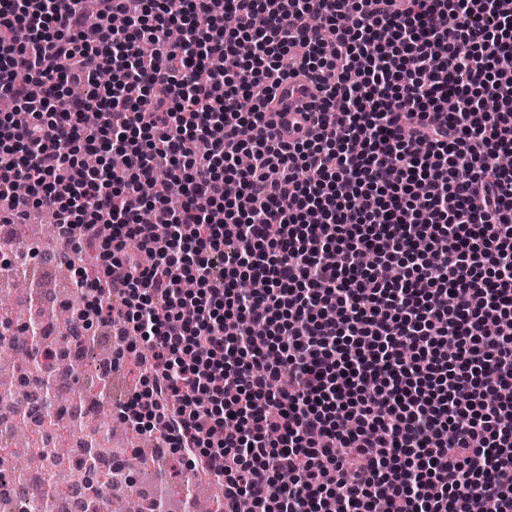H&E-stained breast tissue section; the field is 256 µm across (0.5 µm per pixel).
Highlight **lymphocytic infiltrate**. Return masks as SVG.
<instances>
[{"mask_svg": "<svg viewBox=\"0 0 512 512\" xmlns=\"http://www.w3.org/2000/svg\"><path fill=\"white\" fill-rule=\"evenodd\" d=\"M212 2L0 0V205L93 242L70 326L140 364L123 420L253 512H512V0ZM298 72L321 136L288 141ZM310 88L307 79L301 76L294 80L284 81L276 91L277 100L266 114V124L277 130L282 129L288 123V117L295 111V102L299 98H303L304 89ZM311 91L306 92L308 95L304 99V103L311 105L312 97L309 95ZM290 112V113H288Z\"/></svg>", "mask_w": 512, "mask_h": 512, "instance_id": "1", "label": "lymphocytic infiltrate"}]
</instances>
